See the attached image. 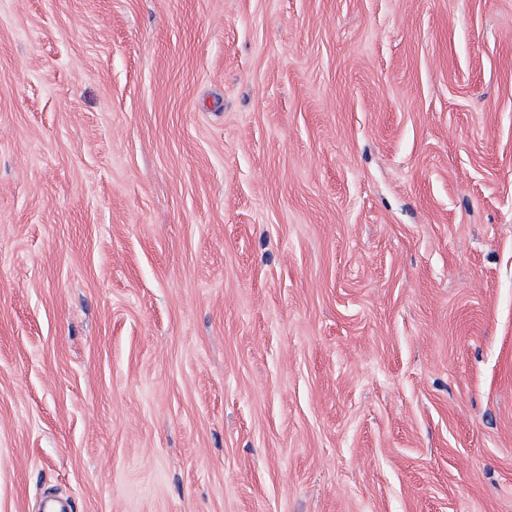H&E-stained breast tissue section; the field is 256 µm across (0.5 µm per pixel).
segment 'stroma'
I'll list each match as a JSON object with an SVG mask.
<instances>
[{"instance_id":"1","label":"stroma","mask_w":512,"mask_h":512,"mask_svg":"<svg viewBox=\"0 0 512 512\" xmlns=\"http://www.w3.org/2000/svg\"><path fill=\"white\" fill-rule=\"evenodd\" d=\"M512 512V0H0V512Z\"/></svg>"}]
</instances>
